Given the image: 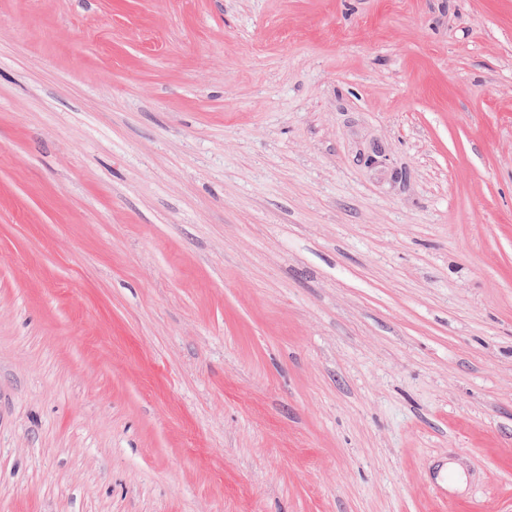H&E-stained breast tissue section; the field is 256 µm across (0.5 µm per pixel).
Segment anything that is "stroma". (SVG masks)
<instances>
[{
	"label": "stroma",
	"instance_id": "obj_1",
	"mask_svg": "<svg viewBox=\"0 0 512 512\" xmlns=\"http://www.w3.org/2000/svg\"><path fill=\"white\" fill-rule=\"evenodd\" d=\"M0 512H512V0H0Z\"/></svg>",
	"mask_w": 512,
	"mask_h": 512
}]
</instances>
